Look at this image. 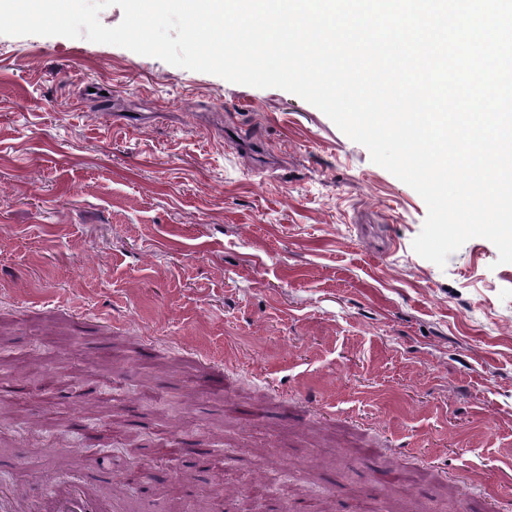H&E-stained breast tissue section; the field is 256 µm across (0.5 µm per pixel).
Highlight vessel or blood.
I'll return each instance as SVG.
<instances>
[{
  "instance_id": "b4317fda",
  "label": "vessel or blood",
  "mask_w": 512,
  "mask_h": 512,
  "mask_svg": "<svg viewBox=\"0 0 512 512\" xmlns=\"http://www.w3.org/2000/svg\"><path fill=\"white\" fill-rule=\"evenodd\" d=\"M126 508L125 499L96 494L81 477L56 484L38 499L18 497L10 487L0 485V512H125Z\"/></svg>"
}]
</instances>
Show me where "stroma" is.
<instances>
[{
	"label": "stroma",
	"instance_id": "stroma-1",
	"mask_svg": "<svg viewBox=\"0 0 512 512\" xmlns=\"http://www.w3.org/2000/svg\"><path fill=\"white\" fill-rule=\"evenodd\" d=\"M426 216L285 90L0 35V482L512 512V263Z\"/></svg>",
	"mask_w": 512,
	"mask_h": 512
}]
</instances>
